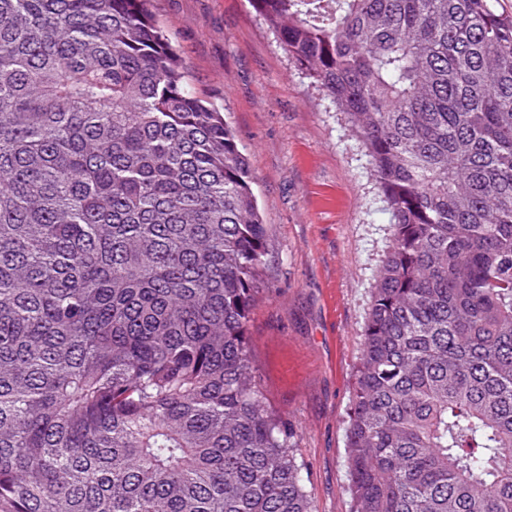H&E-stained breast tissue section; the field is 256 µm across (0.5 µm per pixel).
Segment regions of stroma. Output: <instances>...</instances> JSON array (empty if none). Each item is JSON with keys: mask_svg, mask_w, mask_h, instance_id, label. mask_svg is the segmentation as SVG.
<instances>
[{"mask_svg": "<svg viewBox=\"0 0 512 512\" xmlns=\"http://www.w3.org/2000/svg\"><path fill=\"white\" fill-rule=\"evenodd\" d=\"M198 95L250 158L268 226L249 323L266 404L289 429L315 512H351L345 447L389 219L344 117L300 74L248 0H151Z\"/></svg>", "mask_w": 512, "mask_h": 512, "instance_id": "obj_1", "label": "stroma"}]
</instances>
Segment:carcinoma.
<instances>
[{
	"instance_id": "1",
	"label": "carcinoma",
	"mask_w": 512,
	"mask_h": 512,
	"mask_svg": "<svg viewBox=\"0 0 512 512\" xmlns=\"http://www.w3.org/2000/svg\"><path fill=\"white\" fill-rule=\"evenodd\" d=\"M150 0H0V512H314L249 321L250 163ZM391 215L355 512H512V17L248 0Z\"/></svg>"
}]
</instances>
